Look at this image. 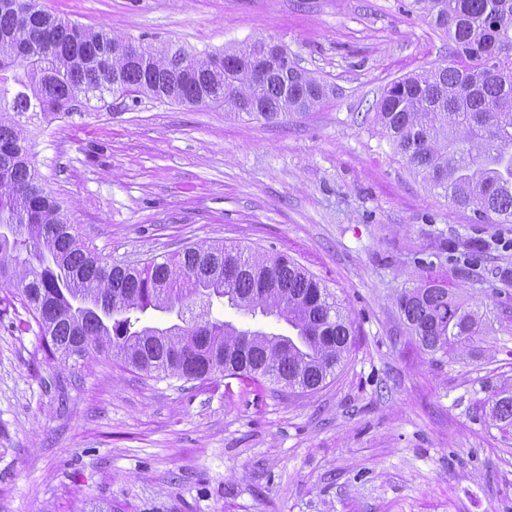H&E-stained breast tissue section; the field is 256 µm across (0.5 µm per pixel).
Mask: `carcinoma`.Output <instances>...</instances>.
Segmentation results:
<instances>
[{
  "instance_id": "1",
  "label": "carcinoma",
  "mask_w": 512,
  "mask_h": 512,
  "mask_svg": "<svg viewBox=\"0 0 512 512\" xmlns=\"http://www.w3.org/2000/svg\"><path fill=\"white\" fill-rule=\"evenodd\" d=\"M26 0H0V287L14 290L50 359L113 356L156 379L306 392L323 387L353 346L329 289L283 254L196 245L138 263L107 264L86 245L33 168L21 117L68 115L112 95L146 97L274 120L326 100L327 83L283 52L275 67L255 44L189 52L94 30ZM454 44L444 66L391 82L373 122L415 175L481 224H512V0H423ZM220 304L273 317L288 333L240 329ZM400 317L438 362L489 335L486 314L423 280L397 298ZM493 419L512 430V395Z\"/></svg>"
}]
</instances>
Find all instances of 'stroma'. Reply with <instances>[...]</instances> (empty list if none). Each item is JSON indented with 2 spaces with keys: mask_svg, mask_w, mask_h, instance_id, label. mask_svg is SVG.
Segmentation results:
<instances>
[{
  "mask_svg": "<svg viewBox=\"0 0 512 512\" xmlns=\"http://www.w3.org/2000/svg\"><path fill=\"white\" fill-rule=\"evenodd\" d=\"M162 47L272 39L331 87L303 114L251 120L144 98L29 120L31 160L107 261L195 244L283 253L329 288L355 346L314 392L219 376L179 384L116 358L47 359L0 288V512H512V330L432 362L395 297L420 277L512 310V224H479L366 117L392 81L448 61L415 0H41ZM477 246L469 274L451 254ZM435 253L421 270L415 253Z\"/></svg>",
  "mask_w": 512,
  "mask_h": 512,
  "instance_id": "obj_1",
  "label": "stroma"
}]
</instances>
